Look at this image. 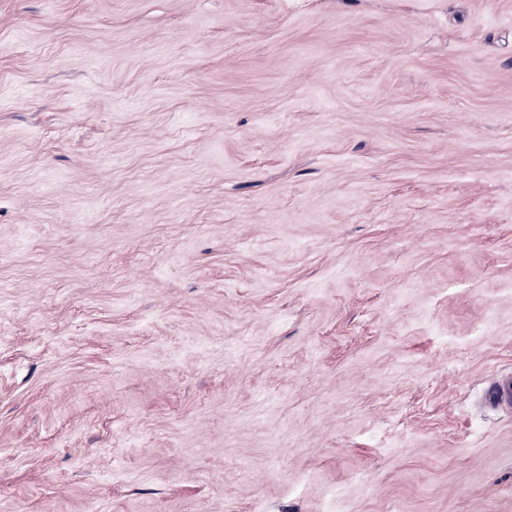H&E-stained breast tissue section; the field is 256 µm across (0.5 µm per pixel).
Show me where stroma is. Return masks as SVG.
<instances>
[{
    "label": "stroma",
    "mask_w": 512,
    "mask_h": 512,
    "mask_svg": "<svg viewBox=\"0 0 512 512\" xmlns=\"http://www.w3.org/2000/svg\"><path fill=\"white\" fill-rule=\"evenodd\" d=\"M512 0H0V512H512ZM485 399L491 406H512V378H502L490 385L486 390Z\"/></svg>",
    "instance_id": "obj_1"
}]
</instances>
